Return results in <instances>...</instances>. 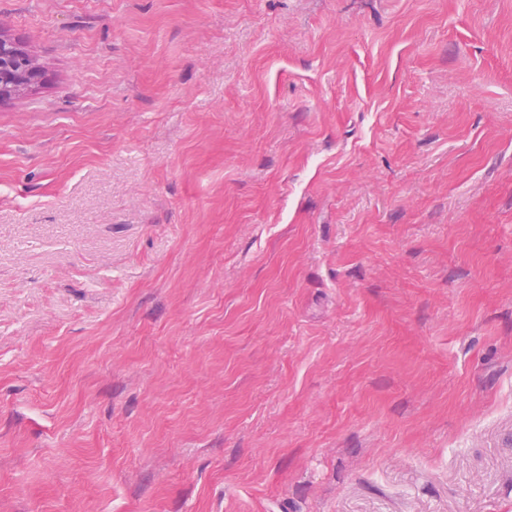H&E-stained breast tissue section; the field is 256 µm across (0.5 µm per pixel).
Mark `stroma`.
<instances>
[{
    "mask_svg": "<svg viewBox=\"0 0 512 512\" xmlns=\"http://www.w3.org/2000/svg\"><path fill=\"white\" fill-rule=\"evenodd\" d=\"M0 34V512H512V0ZM25 61L19 73H7L0 65V91L2 98L6 97L9 89L10 94H22L38 84L43 78V70L36 64L34 59H28L24 56Z\"/></svg>",
    "mask_w": 512,
    "mask_h": 512,
    "instance_id": "35a3bbf8",
    "label": "stroma"
}]
</instances>
